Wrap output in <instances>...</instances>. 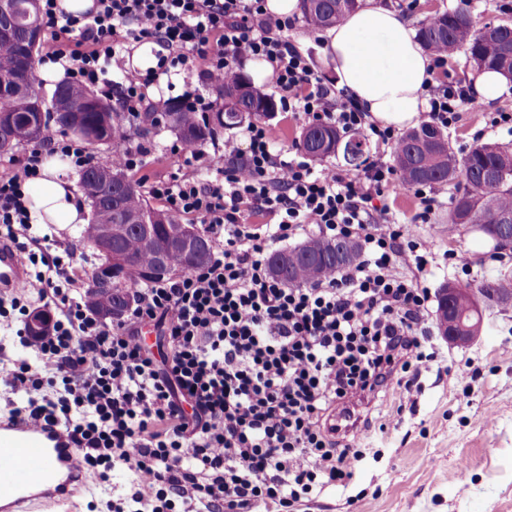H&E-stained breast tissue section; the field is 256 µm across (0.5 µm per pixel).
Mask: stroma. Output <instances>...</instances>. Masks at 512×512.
Masks as SVG:
<instances>
[{
	"mask_svg": "<svg viewBox=\"0 0 512 512\" xmlns=\"http://www.w3.org/2000/svg\"><path fill=\"white\" fill-rule=\"evenodd\" d=\"M287 36L309 59L316 76L329 86L337 77L323 64L324 44L296 18ZM511 112L512 94L462 112L448 132L456 154L477 143L494 142L512 150V133L488 129L491 112ZM174 133L164 130L148 140L131 136V145L148 150L145 174L162 177L182 161L170 151ZM438 199L431 223L417 227L429 242L433 259L422 284L429 294L448 281L474 284L512 276V253L490 257V243L478 232L448 223L454 186H432ZM464 256L466 265L450 262ZM440 361L423 369L420 384L406 397L388 393L360 428L372 456L354 472L346 490L327 489L303 503L300 512H512V310L487 313L482 338L467 348L437 341ZM477 374L462 384L456 369Z\"/></svg>",
	"mask_w": 512,
	"mask_h": 512,
	"instance_id": "35a3bbf8",
	"label": "stroma"
}]
</instances>
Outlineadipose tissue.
Here are the masks:
<instances>
[{"label": "adipose tissue", "instance_id": "adipose-tissue-1", "mask_svg": "<svg viewBox=\"0 0 512 512\" xmlns=\"http://www.w3.org/2000/svg\"><path fill=\"white\" fill-rule=\"evenodd\" d=\"M324 40L326 65L371 121L397 129L418 124L431 59L391 0H366L327 29ZM26 194L33 223L63 230L87 221V209L58 160L44 162Z\"/></svg>", "mask_w": 512, "mask_h": 512}]
</instances>
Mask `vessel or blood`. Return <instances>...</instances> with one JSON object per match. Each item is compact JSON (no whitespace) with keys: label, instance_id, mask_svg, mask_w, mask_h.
Returning a JSON list of instances; mask_svg holds the SVG:
<instances>
[{"label":"vessel or blood","instance_id":"vessel-or-blood-1","mask_svg":"<svg viewBox=\"0 0 512 512\" xmlns=\"http://www.w3.org/2000/svg\"><path fill=\"white\" fill-rule=\"evenodd\" d=\"M25 277L15 250L0 246V290ZM86 482L77 448L57 427L0 420V512H45L80 497Z\"/></svg>","mask_w":512,"mask_h":512}]
</instances>
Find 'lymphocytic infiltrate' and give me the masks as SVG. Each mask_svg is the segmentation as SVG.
<instances>
[{"mask_svg": "<svg viewBox=\"0 0 512 512\" xmlns=\"http://www.w3.org/2000/svg\"><path fill=\"white\" fill-rule=\"evenodd\" d=\"M266 2L94 0L73 14L39 0L46 43L38 63L61 64L70 82L112 98L133 124L160 110L149 96L160 76L197 71L221 82L259 61L282 111L397 145L394 129L321 82L286 36L293 19ZM131 42L166 53L146 72L128 71L122 53ZM425 98V118L446 129L475 107L456 81L428 86ZM172 152L184 169L162 178L143 174L144 147L124 145L116 160L141 173L147 195L200 219L212 260L140 285L133 307L110 322L75 296V250L46 254L50 237L37 233L23 191L47 154L79 170L94 156L50 128L0 172V243L27 271L25 285L0 298V331L30 352L17 368L0 369V389L26 399L9 417L61 425L83 469L101 481L128 470L127 491L107 500L108 512H296L328 488L347 487L366 457L361 433L342 440L327 429L335 408L408 393L437 358L421 285L431 250L414 231L431 222L436 200L412 187L418 209L411 223H397L385 204L388 188L402 182L395 167L375 162L352 176L313 169L298 150L276 157L261 120L212 153L181 144ZM235 158L243 167L232 166ZM255 215L264 223H252ZM307 232L355 238L361 261L312 284L283 285L266 251ZM34 303L53 319L43 336L28 329ZM149 324L169 350L164 361L142 341Z\"/></svg>", "mask_w": 512, "mask_h": 512, "instance_id": "f902f5d3", "label": "lymphocytic infiltrate"}]
</instances>
